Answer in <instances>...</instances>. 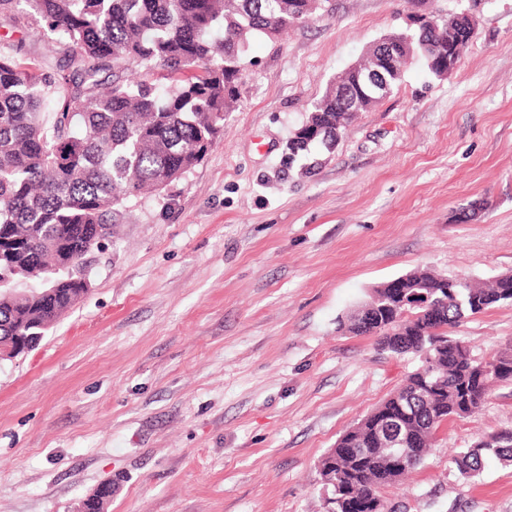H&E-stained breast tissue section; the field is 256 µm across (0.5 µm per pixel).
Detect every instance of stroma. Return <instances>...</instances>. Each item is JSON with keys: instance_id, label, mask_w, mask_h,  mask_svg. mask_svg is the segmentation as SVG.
Listing matches in <instances>:
<instances>
[{"instance_id": "1", "label": "stroma", "mask_w": 512, "mask_h": 512, "mask_svg": "<svg viewBox=\"0 0 512 512\" xmlns=\"http://www.w3.org/2000/svg\"><path fill=\"white\" fill-rule=\"evenodd\" d=\"M469 13L448 76L411 59L305 173L284 149L338 72L406 28L413 0H327L282 39L251 41L238 107L202 161L133 202L92 258L89 290L32 351L0 361V512H324L320 459L420 365L339 323L418 268L512 274V0ZM24 62L55 63L39 19L0 25ZM451 334L478 359L512 348V304ZM512 429V385L448 421L385 492L392 512H512V465L451 460Z\"/></svg>"}]
</instances>
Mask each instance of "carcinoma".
Listing matches in <instances>:
<instances>
[{
	"label": "carcinoma",
	"instance_id": "1",
	"mask_svg": "<svg viewBox=\"0 0 512 512\" xmlns=\"http://www.w3.org/2000/svg\"><path fill=\"white\" fill-rule=\"evenodd\" d=\"M292 0H0V22L21 14L40 19L65 46L54 67L43 72L20 61L23 42L0 41V336L45 334L84 295L88 283L71 267L87 269L89 256L112 236L127 215V202L146 191L162 192L204 158L219 137L224 113L237 97L235 72L256 35L276 39L324 8L328 0H305L297 15ZM452 27H424L414 34L417 53L431 74L434 59L447 50ZM403 64L350 88L366 111L386 97ZM356 112L336 111L326 95L306 123L320 131L313 140L330 149ZM310 144L293 136L288 164ZM414 292L448 277L430 270L405 274ZM54 287L57 311L40 308L38 297ZM382 291L352 317L347 330L383 323L378 345L393 354L423 350L414 341L412 320H397L378 306ZM445 323L512 302V280L496 277L483 285L448 289ZM502 358L496 382L512 384V349ZM428 372L409 374L388 398L405 405L406 427L421 436V448L399 472L389 448H370L373 427L360 425L365 451L352 455L348 471L330 497L382 494L418 468L429 451L436 418L451 416L469 390L471 376L458 364L444 365L432 379L437 389L414 394ZM512 462V435L488 432L452 458L465 478L479 475L484 458Z\"/></svg>",
	"mask_w": 512,
	"mask_h": 512
}]
</instances>
